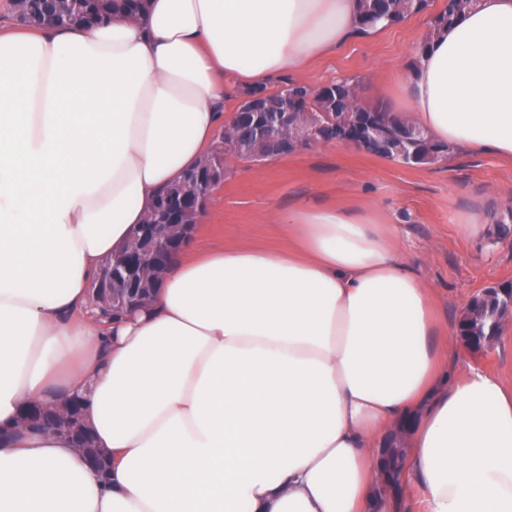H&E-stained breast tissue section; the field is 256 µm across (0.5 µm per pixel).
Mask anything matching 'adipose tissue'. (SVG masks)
I'll list each match as a JSON object with an SVG mask.
<instances>
[{
    "label": "adipose tissue",
    "instance_id": "obj_1",
    "mask_svg": "<svg viewBox=\"0 0 512 512\" xmlns=\"http://www.w3.org/2000/svg\"><path fill=\"white\" fill-rule=\"evenodd\" d=\"M141 16L0 25V512H390L405 425L424 512H512V386L456 378V329L373 205L291 212L285 251L172 261L97 321L89 285L192 169L231 92L335 53L360 0H145ZM434 140L512 160V0H477L397 83ZM84 399L100 476L26 402ZM381 450V472L386 483L398 482L403 466V452L401 448L393 445L392 441L384 442Z\"/></svg>",
    "mask_w": 512,
    "mask_h": 512
}]
</instances>
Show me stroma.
I'll list each match as a JSON object with an SVG mask.
<instances>
[{
	"label": "stroma",
	"mask_w": 512,
	"mask_h": 512,
	"mask_svg": "<svg viewBox=\"0 0 512 512\" xmlns=\"http://www.w3.org/2000/svg\"><path fill=\"white\" fill-rule=\"evenodd\" d=\"M446 3L428 0L425 10L352 40L303 73H284L268 89L349 77L366 88L364 104H381L393 98L399 70L415 63L432 17ZM226 166L209 208L212 219L196 227L204 244L284 249L288 236L278 221L289 211L373 204L395 225L400 254L433 289L449 323H456L474 295L512 280V243L495 240L502 215L512 209V161L460 149L443 164L410 166L328 142L259 162L231 158ZM474 217L484 226L482 234L462 229ZM459 368L493 373L511 384L512 327L490 353L460 346Z\"/></svg>",
	"instance_id": "1"
}]
</instances>
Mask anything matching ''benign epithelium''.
<instances>
[{
  "label": "benign epithelium",
  "instance_id": "obj_1",
  "mask_svg": "<svg viewBox=\"0 0 512 512\" xmlns=\"http://www.w3.org/2000/svg\"><path fill=\"white\" fill-rule=\"evenodd\" d=\"M241 141L265 140L277 144L288 140L295 148L316 145L313 129L302 121L298 99L285 98L282 111L260 112L251 125L243 129L227 122ZM188 192L167 196L159 200L139 225V234L134 245L113 254L106 262V273L97 277L89 288L90 306L100 317L119 315L144 305V287L161 280L167 267L164 256L178 250L191 234L193 225L182 223L187 204L193 203L197 212H202L215 190L222 183L214 168H201L184 178ZM17 429L20 431H44L51 429L67 436L73 448L87 461L89 467H102L109 451H92L91 439L82 415L81 401L77 397L59 405L30 403L22 406Z\"/></svg>",
  "mask_w": 512,
  "mask_h": 512
}]
</instances>
